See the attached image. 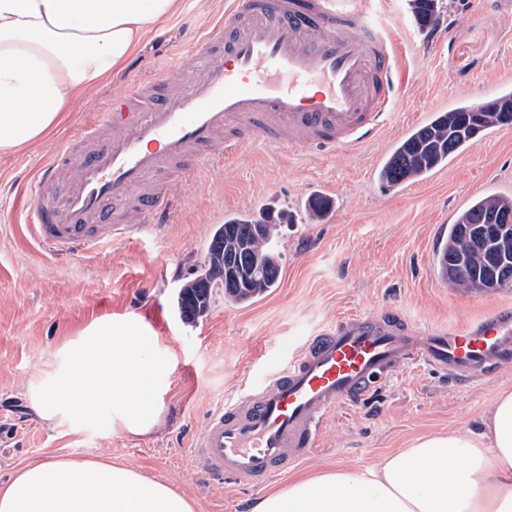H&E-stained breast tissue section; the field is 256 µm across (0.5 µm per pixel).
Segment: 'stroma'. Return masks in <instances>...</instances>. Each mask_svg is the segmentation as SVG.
<instances>
[{"mask_svg":"<svg viewBox=\"0 0 512 512\" xmlns=\"http://www.w3.org/2000/svg\"><path fill=\"white\" fill-rule=\"evenodd\" d=\"M225 0H182L180 12L152 33L123 73H151L189 50L190 35L224 10ZM404 63L395 122L361 150L283 154L252 146L199 179L176 185L183 207L161 231L111 244L90 259H61L32 238L12 192L32 183L38 163L76 127L103 111L121 89L118 76L96 85L50 143L0 157V483L51 456L121 463L166 479L198 512H250L261 487L229 488L202 471L191 451L209 413L243 394L271 364L288 362L305 336L336 317L394 306L421 324H465L512 308V289L465 292L434 265L437 237L453 213L493 191L512 194V127L476 140L427 179L386 188L372 160L386 155L421 114L458 101L483 102L512 88V0H447L438 23L419 29L410 0H378ZM322 194L333 208L310 221L304 204ZM285 211L277 249L278 288L252 304H225L216 293L206 313L185 321L180 288L195 277L216 225L243 213ZM103 313L142 318L155 350L171 366L162 417L135 437L54 426L31 409L26 387L72 334ZM512 390V366L459 385L422 364L408 366L379 392L328 422L323 442L289 475L329 466L360 469L415 438L479 425L498 391Z\"/></svg>","mask_w":512,"mask_h":512,"instance_id":"obj_1","label":"stroma"}]
</instances>
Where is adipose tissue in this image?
<instances>
[{
	"mask_svg": "<svg viewBox=\"0 0 512 512\" xmlns=\"http://www.w3.org/2000/svg\"><path fill=\"white\" fill-rule=\"evenodd\" d=\"M180 0H0V154L46 142L80 97L123 65ZM141 320L93 318L29 382L53 425L150 433L167 364ZM0 512H197L167 482L100 460L50 458L0 485ZM251 512H512V391L480 427L420 437L359 470L290 480Z\"/></svg>",
	"mask_w": 512,
	"mask_h": 512,
	"instance_id": "1",
	"label": "adipose tissue"
}]
</instances>
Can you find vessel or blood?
Instances as JSON below:
<instances>
[{"instance_id":"1","label":"vessel or blood","mask_w":512,"mask_h":512,"mask_svg":"<svg viewBox=\"0 0 512 512\" xmlns=\"http://www.w3.org/2000/svg\"><path fill=\"white\" fill-rule=\"evenodd\" d=\"M376 0H227L182 59L127 82L38 168L62 196L25 208L34 240L71 258L172 223L176 184L254 144L282 153L355 151L398 109L399 54ZM422 362L462 383L512 363V309L421 328L402 313H356L308 336L265 380L212 412L192 452L234 485H261L320 444L336 408L355 405Z\"/></svg>"}]
</instances>
